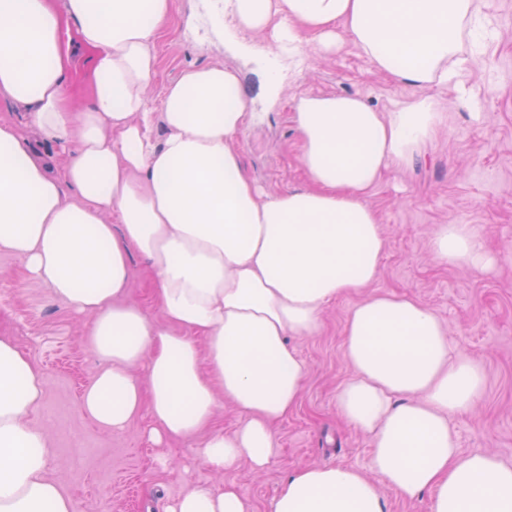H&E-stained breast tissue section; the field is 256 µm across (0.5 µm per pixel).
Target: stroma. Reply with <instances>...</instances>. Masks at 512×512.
Returning a JSON list of instances; mask_svg holds the SVG:
<instances>
[{
    "label": "stroma",
    "mask_w": 512,
    "mask_h": 512,
    "mask_svg": "<svg viewBox=\"0 0 512 512\" xmlns=\"http://www.w3.org/2000/svg\"><path fill=\"white\" fill-rule=\"evenodd\" d=\"M478 2L495 19L499 36L470 61L468 99L451 88L439 90L445 125L411 166L387 172L366 195L387 240L372 290L420 300L443 321L454 353L482 365L484 394L452 426L462 453L486 452L512 463V0ZM262 43L259 36L242 44L221 34L210 0H174V20L156 45L158 78L147 97L160 111L164 84L183 68L235 67L251 112L238 147L268 193L303 181L293 95L361 94L381 112L419 95L376 72L347 40L292 62L262 52ZM25 116V107L0 98V119L21 123L32 146L51 166H61L66 152L41 141ZM443 224L469 225L494 256L493 268L477 273L439 265L429 244ZM362 298L359 292L336 298L322 310L313 335L292 338L307 374L297 406L275 427L274 462L262 471L244 465L219 476L192 443L154 448L144 435L148 416L112 432L82 410L81 395L99 370L82 319L30 279L21 259L0 250V336L12 338L45 378L34 420L50 444L46 476L72 498L75 512H165L181 492L224 481L235 484L256 512H270L296 469L318 464L367 472L371 438L346 424L336 403L339 387L353 375L343 354V321ZM160 454L169 458L168 468L158 464Z\"/></svg>",
    "instance_id": "1"
}]
</instances>
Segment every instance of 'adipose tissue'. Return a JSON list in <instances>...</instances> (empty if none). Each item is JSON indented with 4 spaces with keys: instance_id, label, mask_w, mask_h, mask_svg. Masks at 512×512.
Instances as JSON below:
<instances>
[{
    "instance_id": "1",
    "label": "adipose tissue",
    "mask_w": 512,
    "mask_h": 512,
    "mask_svg": "<svg viewBox=\"0 0 512 512\" xmlns=\"http://www.w3.org/2000/svg\"><path fill=\"white\" fill-rule=\"evenodd\" d=\"M219 3L225 22L263 36L277 57L344 36L377 72L423 95L381 112L359 94H296L304 183L267 194L237 147L249 103L235 69L186 68L160 112L149 106L174 0H0V96L29 107L43 140L68 149L52 170L18 123L0 122V249L85 318L101 368L83 411L108 431L149 415L155 446L199 442L200 460L224 474L276 457L274 427L306 375L289 337L312 334L327 304L378 278L386 239L366 195L434 137L444 121L434 89L467 95L469 60L498 28L476 0ZM80 51L90 54L85 109L66 80ZM431 250L443 265L493 264L466 224L440 225ZM136 253L165 326L129 297ZM342 334L353 375L337 408L370 435L371 473L301 468L271 512H385L388 489L408 500L430 493V512H512V465L459 449L451 419L482 396L485 374L453 355L437 315L412 296L375 294L348 312ZM45 391L38 367L0 336V512H73L45 475L48 444L32 420ZM221 398L240 415L229 433L214 425ZM167 512L254 508L227 483L184 492Z\"/></svg>"
}]
</instances>
